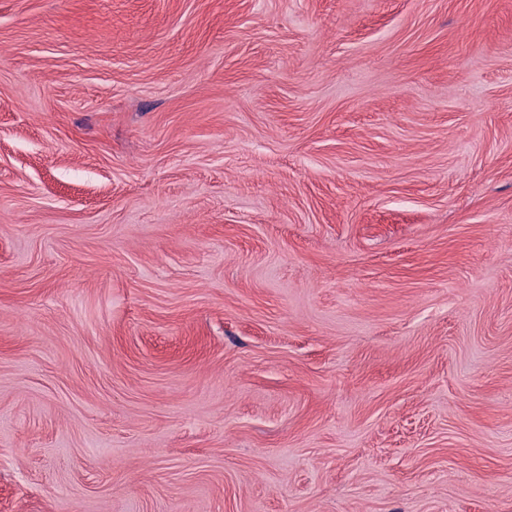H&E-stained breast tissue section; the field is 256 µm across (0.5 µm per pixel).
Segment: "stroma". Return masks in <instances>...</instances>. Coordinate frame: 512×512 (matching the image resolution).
<instances>
[{"instance_id":"35a3bbf8","label":"stroma","mask_w":512,"mask_h":512,"mask_svg":"<svg viewBox=\"0 0 512 512\" xmlns=\"http://www.w3.org/2000/svg\"><path fill=\"white\" fill-rule=\"evenodd\" d=\"M512 512V0H0V512Z\"/></svg>"}]
</instances>
